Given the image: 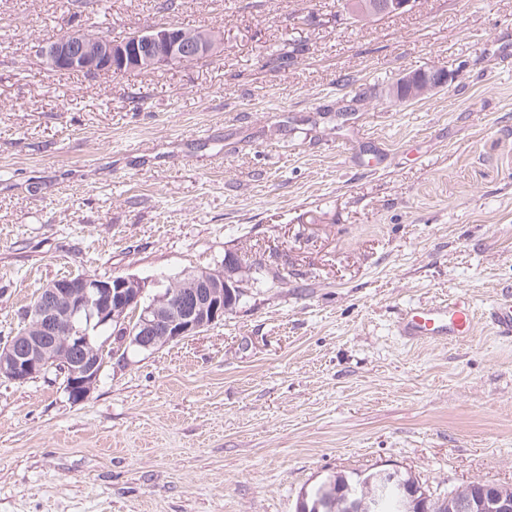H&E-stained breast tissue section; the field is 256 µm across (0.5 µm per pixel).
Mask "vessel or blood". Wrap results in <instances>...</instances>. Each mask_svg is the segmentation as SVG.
<instances>
[{
  "mask_svg": "<svg viewBox=\"0 0 512 512\" xmlns=\"http://www.w3.org/2000/svg\"><path fill=\"white\" fill-rule=\"evenodd\" d=\"M475 320L471 296L463 292L444 303L418 304L404 309L398 316V329L401 335L411 340L442 336L465 340L473 335ZM486 321L496 336L512 338V303H499L491 307Z\"/></svg>",
  "mask_w": 512,
  "mask_h": 512,
  "instance_id": "vessel-or-blood-1",
  "label": "vessel or blood"
}]
</instances>
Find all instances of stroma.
<instances>
[{
    "label": "stroma",
    "mask_w": 512,
    "mask_h": 512,
    "mask_svg": "<svg viewBox=\"0 0 512 512\" xmlns=\"http://www.w3.org/2000/svg\"><path fill=\"white\" fill-rule=\"evenodd\" d=\"M155 0H0V342L47 283L135 275L155 294L228 251L223 322L120 350L90 397L0 381V512H295L329 475L389 467L443 493L512 488V0H178L222 36L155 71H47L74 27L122 40ZM443 89L391 105L408 73ZM471 294L464 341L410 342L401 309ZM412 2V0H374L370 5V10L372 14L381 16L391 11L407 10ZM364 3H366L365 0H346L343 8L348 14L360 19L372 18L371 12L366 11ZM486 321L496 336L512 338V303H499L491 307Z\"/></svg>",
    "instance_id": "obj_1"
}]
</instances>
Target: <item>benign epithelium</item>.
Listing matches in <instances>:
<instances>
[{
  "mask_svg": "<svg viewBox=\"0 0 512 512\" xmlns=\"http://www.w3.org/2000/svg\"><path fill=\"white\" fill-rule=\"evenodd\" d=\"M411 4L412 0H374L370 10L381 16ZM215 45L207 34L187 35L170 23L149 26L122 42L75 28L40 48V56L51 70L120 75L130 69L194 62L212 55ZM449 78L447 70L434 67L424 76L411 73L400 84L408 87L407 99L413 100L443 87ZM244 265L242 253L228 252L223 273L176 280L146 308L142 307L145 283L135 275L53 280L42 290L26 345L9 341L0 346V375L24 383L42 375L52 362L61 369L76 401H84L99 380L107 356L116 355L119 348L129 344L151 351L223 321L243 296V280L236 275ZM104 326L115 328L116 343L108 338L91 340V332ZM399 475L394 468L376 470V492L369 496L348 487L350 512H383L390 501L396 512H425L419 493L402 483ZM479 486L478 495L448 502L450 512H512V496L499 485L481 482Z\"/></svg>",
  "mask_w": 512,
  "mask_h": 512,
  "instance_id": "obj_1",
  "label": "benign epithelium"
}]
</instances>
